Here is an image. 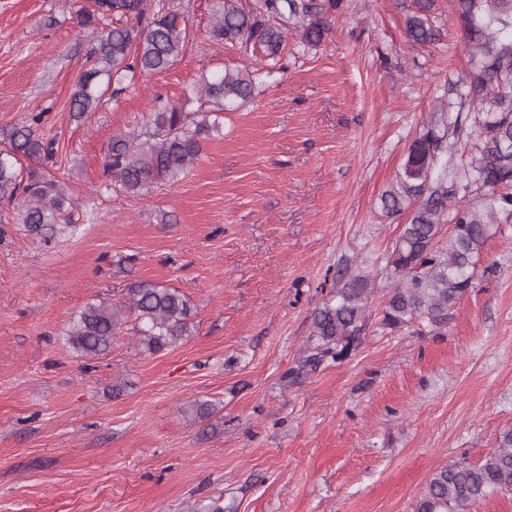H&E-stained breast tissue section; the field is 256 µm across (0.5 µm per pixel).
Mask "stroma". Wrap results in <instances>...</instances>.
<instances>
[{
	"mask_svg": "<svg viewBox=\"0 0 512 512\" xmlns=\"http://www.w3.org/2000/svg\"><path fill=\"white\" fill-rule=\"evenodd\" d=\"M83 2L0 0V134L46 111L50 173L73 201L71 223L36 231L0 199V512H413L436 469L498 448L512 431V223L445 325L382 323L407 216L381 196L466 68L449 0L425 46L406 41L403 0H346L304 53L289 32L284 70L225 113L196 167L135 197L105 187L112 137L140 128L154 96L194 111L202 74L263 56L211 38L217 0H178L183 60L77 118ZM355 274L375 287L358 346L289 382L315 310ZM139 282L185 295L187 336L144 352L128 310L107 355L76 353L71 319ZM199 402L208 418L190 413Z\"/></svg>",
	"mask_w": 512,
	"mask_h": 512,
	"instance_id": "35a3bbf8",
	"label": "stroma"
}]
</instances>
